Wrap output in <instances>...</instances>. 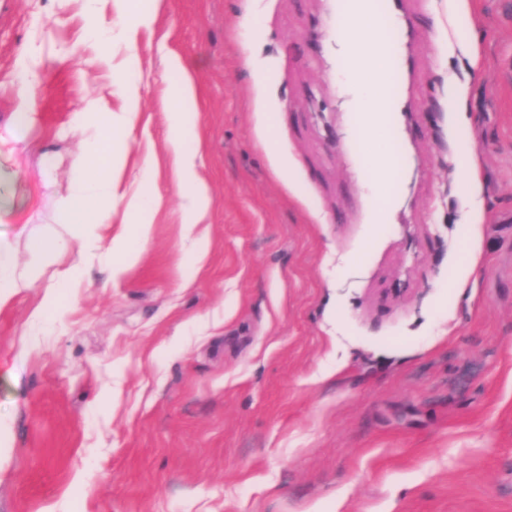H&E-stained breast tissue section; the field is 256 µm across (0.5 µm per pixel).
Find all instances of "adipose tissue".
Masks as SVG:
<instances>
[{"label":"adipose tissue","instance_id":"obj_1","mask_svg":"<svg viewBox=\"0 0 512 512\" xmlns=\"http://www.w3.org/2000/svg\"><path fill=\"white\" fill-rule=\"evenodd\" d=\"M110 2L112 20H105L102 2ZM92 25L83 41L67 51L89 70L112 68L109 98L89 99L84 111L74 116L83 135V150L73 162L68 195L53 223L40 229L21 227L25 259H18L14 241L0 237V306L24 289L45 283L43 301L31 315L37 328H44L62 304L63 288L79 282L87 261L108 262L113 280L123 279L141 259L153 231V215L163 198L149 191L153 181L151 164H143L131 180H124L130 138L140 114V86L136 68L138 38L150 32L155 14L141 9L139 0H81ZM336 21L344 28L350 47L340 69L353 93L358 113L356 132L366 147V165L372 180V213L383 218L392 201L398 170L386 138L390 115L385 107L391 86L393 51L383 32L387 21L378 0H337ZM22 52L15 73L12 140H19L39 110L37 88L41 74ZM165 63L181 75L173 92L163 101L169 115L167 150L174 183L183 199L181 238L193 266H201L210 248L202 231L212 206L208 183L198 169L202 142L191 133L188 122L198 106L193 74L176 54ZM116 99L117 110H107V99ZM453 161L458 179L469 196H476L479 183L470 163L473 143L467 125L454 120ZM122 211H115V203ZM73 254L68 266H60L64 254Z\"/></svg>","mask_w":512,"mask_h":512}]
</instances>
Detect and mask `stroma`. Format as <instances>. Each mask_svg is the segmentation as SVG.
Listing matches in <instances>:
<instances>
[{
	"instance_id": "obj_1",
	"label": "stroma",
	"mask_w": 512,
	"mask_h": 512,
	"mask_svg": "<svg viewBox=\"0 0 512 512\" xmlns=\"http://www.w3.org/2000/svg\"><path fill=\"white\" fill-rule=\"evenodd\" d=\"M138 42L128 170L163 205L121 281L93 262L48 334L42 289L0 308V512H512V0H401L398 185L385 223L338 69L336 0H163ZM80 0H0V135L21 45L40 110L0 186V235L51 221L108 70L58 59ZM193 68L211 249L194 270L161 101ZM467 90L482 222L452 162L448 84ZM53 183L40 178L43 153ZM472 271L455 285L462 243Z\"/></svg>"
}]
</instances>
